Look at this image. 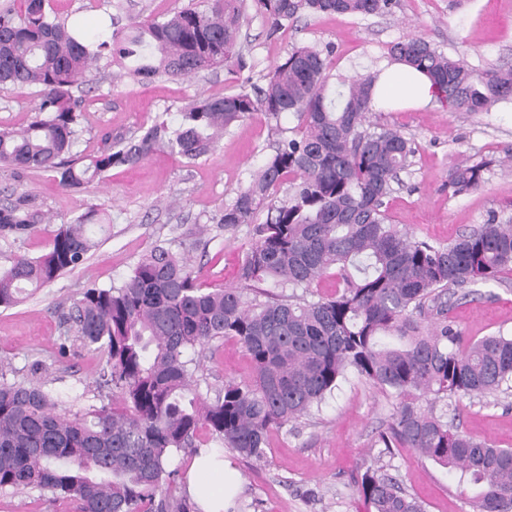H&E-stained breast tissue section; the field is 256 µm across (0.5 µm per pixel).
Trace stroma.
<instances>
[{
	"mask_svg": "<svg viewBox=\"0 0 512 512\" xmlns=\"http://www.w3.org/2000/svg\"><path fill=\"white\" fill-rule=\"evenodd\" d=\"M205 0H53L60 17L78 24L87 38L112 34L109 16L124 22L163 17ZM416 35L478 69L512 66V0H395L381 15H303L276 37L254 9H247L238 48L248 66L235 78L225 69L189 78L137 82L114 79L112 67L92 71L73 94L81 102L82 134L78 152L102 148L104 133L133 137L161 117L176 123L182 106L194 97L263 85V77L293 47L332 48V72L343 77L368 75L387 60L390 43ZM38 99L29 91L0 87V130L28 125ZM371 127H395L416 148L386 200L392 224L411 238L453 242L489 215L512 216V106L488 112H455L446 104L403 111L370 112ZM266 120L254 115L225 134L207 157L195 164L156 153L131 167L112 169L81 190L61 187L52 174L0 168V208L18 194L32 198L57 221H70L98 207L110 224L91 226L96 242L88 260L41 288L25 302L0 310V361L15 378L28 377L32 364L58 400L60 411H76L80 396L95 391L103 355L77 349L74 333L61 322L85 288L120 283L150 248L164 245L190 256L203 285L238 286L239 264L252 242V227L214 223L231 204L251 173L272 152ZM492 165L481 187L450 196L448 174L483 160ZM49 225L21 235L0 232V266L17 255L36 257L49 244ZM447 317L463 341L512 336V272L479 287L467 297H451ZM200 391L214 397L225 382H249L252 363L233 339L212 343L202 353ZM397 399L354 374H347L319 409L296 424L272 431L262 461L232 450L224 457L240 474V492L229 512H370L356 491L358 474L374 463L423 501L426 512H473V489L456 474L414 450L383 453L375 440L388 423ZM448 422L495 448H512V388L493 396L449 399ZM0 512H73L69 500L35 492L0 494Z\"/></svg>",
	"mask_w": 512,
	"mask_h": 512,
	"instance_id": "obj_1",
	"label": "stroma"
}]
</instances>
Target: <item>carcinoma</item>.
<instances>
[{"label":"carcinoma","instance_id":"1","mask_svg":"<svg viewBox=\"0 0 512 512\" xmlns=\"http://www.w3.org/2000/svg\"><path fill=\"white\" fill-rule=\"evenodd\" d=\"M268 35L299 14L365 17L392 0H252ZM244 0H209L159 20L120 25L89 41L59 20L50 0H21L0 12V85L35 88L38 116L20 131H0V166L50 173L81 189L114 167L134 166L158 149L189 163L210 154L237 123L262 114L274 122L277 146L250 175L232 204L214 218L226 227L254 225L239 266L243 287L205 288L191 260L157 245L118 285L85 289L69 320L82 348L104 355L100 404L66 414L45 385L9 380L0 371V492L37 491L74 504L76 512H193L168 470L174 451L198 447L206 430L245 459H264L272 430L320 407L349 372L398 398L378 435L384 448H412L480 487L474 512H512V449L494 448L460 431L420 399L493 395L512 380V338L462 343L443 319L449 291L495 281L512 271V220L492 215L446 245L413 240L391 224L384 200L415 149L400 130L365 129L373 76H356L330 96V53L296 46L265 76V86L197 97L177 125L157 119L139 136L111 141L87 156L73 154L80 102L73 88L106 56L137 81L184 78L246 68L236 44ZM388 58L422 71L435 97L455 112L512 105V67L478 71L417 36L387 48ZM297 125L288 130L280 117ZM482 162L453 169L448 194L477 189ZM286 199L273 203L284 183ZM268 204L265 221L258 210ZM52 218L20 196L0 209V229L25 233ZM104 223L92 207L52 231L37 257L0 267V308L9 309L83 264L96 246L89 226ZM336 293L308 300L323 278ZM270 281L292 298L250 299L246 287ZM225 337L245 348L252 379L200 393L194 355ZM373 512H426L383 467H366L357 482Z\"/></svg>","mask_w":512,"mask_h":512}]
</instances>
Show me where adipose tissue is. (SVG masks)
Listing matches in <instances>:
<instances>
[{
  "label": "adipose tissue",
  "mask_w": 512,
  "mask_h": 512,
  "mask_svg": "<svg viewBox=\"0 0 512 512\" xmlns=\"http://www.w3.org/2000/svg\"><path fill=\"white\" fill-rule=\"evenodd\" d=\"M435 97L429 79L398 62L384 64L375 82L373 104L423 106ZM240 487L239 474L230 461L202 450L186 473V493L198 512H228Z\"/></svg>",
  "instance_id": "ef3b65f1"
}]
</instances>
